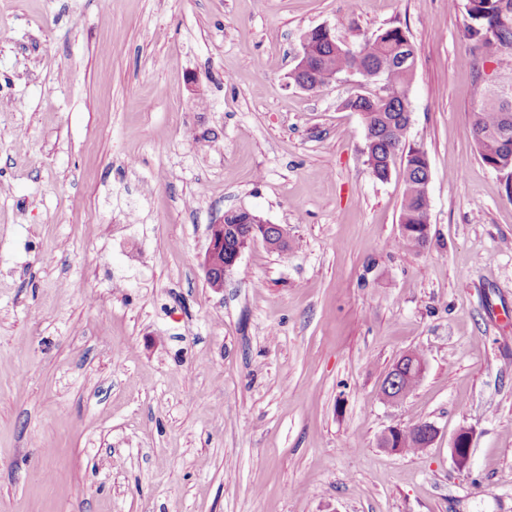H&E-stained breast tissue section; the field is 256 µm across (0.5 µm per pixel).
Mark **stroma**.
<instances>
[{"mask_svg": "<svg viewBox=\"0 0 512 512\" xmlns=\"http://www.w3.org/2000/svg\"><path fill=\"white\" fill-rule=\"evenodd\" d=\"M448 0H0V512H512V195L480 159L477 89L512 88ZM406 31L404 183L365 162L304 34ZM288 228L209 288L208 228ZM426 371L380 387L405 353ZM436 426L418 454L389 427ZM472 428L468 469L450 453ZM409 354H405L403 360L400 365L394 368L390 375L388 376L385 386L389 396L387 400L391 404L398 403L402 401L419 383L424 370H425V361L416 362L414 359L409 363V375L410 380L406 383L402 377L403 365L408 362Z\"/></svg>", "mask_w": 512, "mask_h": 512, "instance_id": "obj_1", "label": "stroma"}]
</instances>
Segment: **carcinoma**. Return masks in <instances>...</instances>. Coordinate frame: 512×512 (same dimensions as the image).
I'll use <instances>...</instances> for the list:
<instances>
[{"label": "carcinoma", "mask_w": 512, "mask_h": 512, "mask_svg": "<svg viewBox=\"0 0 512 512\" xmlns=\"http://www.w3.org/2000/svg\"><path fill=\"white\" fill-rule=\"evenodd\" d=\"M465 10L470 19L465 36L484 54L492 56L512 47V0H467ZM303 43L307 48L306 76L311 89L324 85L328 75H340L353 68L357 70L360 86H385L383 98L365 91L346 99L342 107L359 113L371 134L366 146L367 162L375 177L388 179L396 159H401V226L406 228L401 233V243L414 249L424 247L428 241L424 230L429 225V200L423 190L427 176L423 158L427 154L422 147L409 143V126L403 118L414 69V48L408 35L399 27L387 28L349 47L315 28L304 35ZM472 130L482 161L501 165L502 173L512 177V153L504 150L502 144L504 134L512 136V101L483 105L474 114ZM247 219L240 210L224 213L228 226L224 257L235 251L249 231ZM392 447L414 454L423 451L424 443L418 433L408 428L394 436Z\"/></svg>", "instance_id": "cac0c4a2"}]
</instances>
